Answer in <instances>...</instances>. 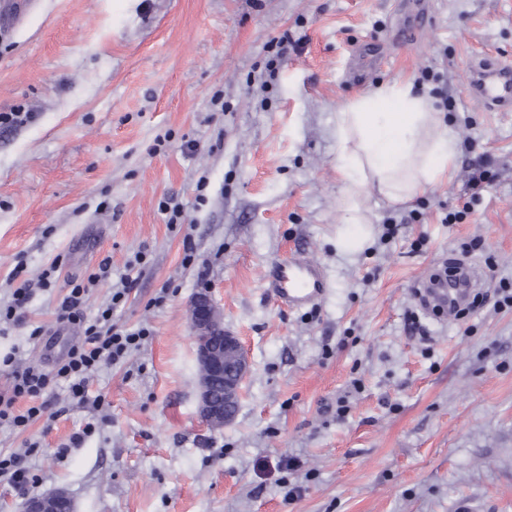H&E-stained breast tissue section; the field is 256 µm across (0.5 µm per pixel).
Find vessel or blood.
Instances as JSON below:
<instances>
[{
  "label": "vessel or blood",
  "instance_id": "b4317fda",
  "mask_svg": "<svg viewBox=\"0 0 512 512\" xmlns=\"http://www.w3.org/2000/svg\"><path fill=\"white\" fill-rule=\"evenodd\" d=\"M469 92L483 107L493 112L512 111V63L483 55L474 56L467 72ZM471 279L462 284L437 283L426 287L427 304L444 306L450 295L461 287L471 286ZM264 286L278 303L301 308L321 299L327 288L320 265L305 259L274 264L264 278Z\"/></svg>",
  "mask_w": 512,
  "mask_h": 512
}]
</instances>
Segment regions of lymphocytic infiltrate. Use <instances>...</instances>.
Instances as JSON below:
<instances>
[{
    "instance_id": "obj_1",
    "label": "lymphocytic infiltrate",
    "mask_w": 512,
    "mask_h": 512,
    "mask_svg": "<svg viewBox=\"0 0 512 512\" xmlns=\"http://www.w3.org/2000/svg\"><path fill=\"white\" fill-rule=\"evenodd\" d=\"M112 275V259L104 257L98 264L97 272L86 280L71 281L67 293L56 307V320L60 325L77 328L80 340L72 345L54 371H43L34 364L17 362L15 357L5 356L1 364L8 367L9 388L0 392V424L6 423L18 430H26L33 422L51 417V402L44 399L47 389L65 384L69 396L77 403L104 405V396L89 397L88 383L103 368L120 363L130 350L139 348L147 340L146 328L131 331L117 326L112 313L126 302L134 284L131 276L120 279L121 286L112 291L107 302L102 304L95 315H88L87 305L90 288L100 280ZM12 279L19 285L14 289L7 306L0 307V323L22 326L26 323V309L35 290H47L51 286L50 271H43L38 277H29L24 264H17ZM26 402L25 410H18L19 402Z\"/></svg>"
}]
</instances>
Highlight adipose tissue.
Instances as JSON below:
<instances>
[{
    "instance_id": "ef3b65f1",
    "label": "adipose tissue",
    "mask_w": 512,
    "mask_h": 512,
    "mask_svg": "<svg viewBox=\"0 0 512 512\" xmlns=\"http://www.w3.org/2000/svg\"><path fill=\"white\" fill-rule=\"evenodd\" d=\"M458 140L433 101L393 82L352 99L336 114V169L347 202L340 246L353 251L368 236L359 198L375 188L388 202L423 193L456 164Z\"/></svg>"
}]
</instances>
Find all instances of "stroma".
Masks as SVG:
<instances>
[{
    "label": "stroma",
    "mask_w": 512,
    "mask_h": 512,
    "mask_svg": "<svg viewBox=\"0 0 512 512\" xmlns=\"http://www.w3.org/2000/svg\"><path fill=\"white\" fill-rule=\"evenodd\" d=\"M407 2L38 0L0 28V112L33 114L0 129V301L17 263L52 281L27 326L0 334V356L53 371L79 339L57 325L56 300L106 256L117 279L142 254L113 319L150 331L91 380L103 407L60 388L50 424L0 426L1 452L39 444L28 491L0 478V512L57 489L76 512H512V309L439 318L415 294L465 246L479 272L496 264L484 293L512 281V112L484 109L466 72L475 54L512 61V0H424L429 27L395 47ZM285 32L288 56L270 64ZM431 69L444 76L437 110L472 147L411 202L367 189L371 238L337 249V112L380 83L431 92ZM478 157L493 179L472 206ZM168 198L186 223H168ZM390 218L401 225L387 240ZM189 246L207 276L185 263ZM290 256L322 266L321 302L292 310L265 292V270ZM205 289L250 361L218 430L197 412L189 306ZM411 314L421 335L404 328Z\"/></svg>",
    "instance_id": "1"
}]
</instances>
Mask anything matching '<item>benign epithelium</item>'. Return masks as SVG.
I'll use <instances>...</instances> for the list:
<instances>
[{"label":"benign epithelium","instance_id":"obj_1","mask_svg":"<svg viewBox=\"0 0 512 512\" xmlns=\"http://www.w3.org/2000/svg\"><path fill=\"white\" fill-rule=\"evenodd\" d=\"M189 319L197 362L205 372L224 378L222 400L206 381L198 383V415L210 429H221L234 417V407L249 369L248 359L239 336L224 328L221 312L208 291H201L193 298ZM25 512H74V504L66 492L57 490L29 497Z\"/></svg>","mask_w":512,"mask_h":512}]
</instances>
